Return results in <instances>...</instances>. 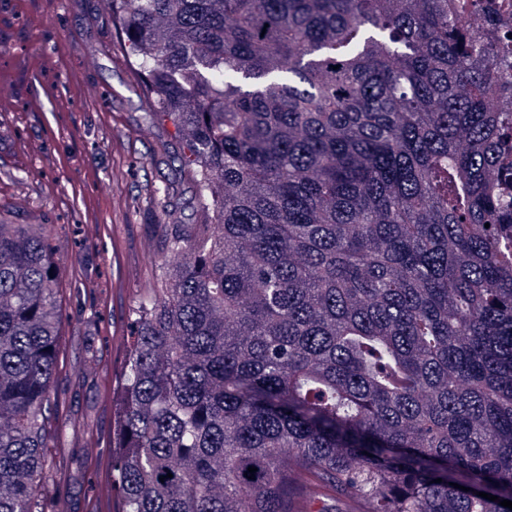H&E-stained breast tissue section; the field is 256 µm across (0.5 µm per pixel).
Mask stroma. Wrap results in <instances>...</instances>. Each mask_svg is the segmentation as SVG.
<instances>
[{
  "label": "stroma",
  "instance_id": "35a3bbf8",
  "mask_svg": "<svg viewBox=\"0 0 512 512\" xmlns=\"http://www.w3.org/2000/svg\"><path fill=\"white\" fill-rule=\"evenodd\" d=\"M0 214L56 226L61 270L52 409L62 427L41 488L54 512H111L110 445L118 382L141 300L157 287L165 225L199 215L188 174L161 146L171 123L152 117L101 0H0ZM97 85L100 96L85 93ZM174 188L168 209L156 187Z\"/></svg>",
  "mask_w": 512,
  "mask_h": 512
}]
</instances>
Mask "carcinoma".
<instances>
[{
	"label": "carcinoma",
	"mask_w": 512,
	"mask_h": 512,
	"mask_svg": "<svg viewBox=\"0 0 512 512\" xmlns=\"http://www.w3.org/2000/svg\"><path fill=\"white\" fill-rule=\"evenodd\" d=\"M110 5L200 214L136 310L118 512H512L508 6ZM54 231L0 217V512L52 509Z\"/></svg>",
	"instance_id": "obj_1"
}]
</instances>
